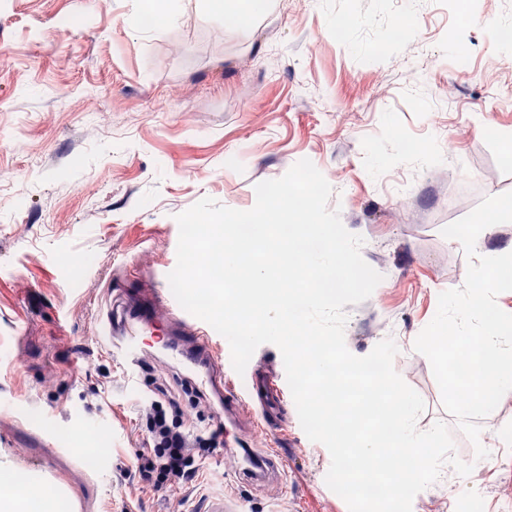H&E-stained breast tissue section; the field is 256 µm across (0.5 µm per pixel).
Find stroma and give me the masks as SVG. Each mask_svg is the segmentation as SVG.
I'll list each match as a JSON object with an SVG mask.
<instances>
[{
	"label": "stroma",
	"mask_w": 512,
	"mask_h": 512,
	"mask_svg": "<svg viewBox=\"0 0 512 512\" xmlns=\"http://www.w3.org/2000/svg\"><path fill=\"white\" fill-rule=\"evenodd\" d=\"M147 7L0 0V406L20 421L7 440L27 466L53 460L92 512H191L207 495L233 512H348L293 407L287 427L252 441L277 448L283 478L245 483L230 453L193 484L138 490L127 471L147 440L140 402L152 382L177 393L181 380L148 352L152 373L130 389L101 341L114 285L138 294L175 268L178 213L205 197L251 209L256 184L307 159L382 276L345 307L347 348L363 357L392 339L396 372L425 404L418 430L444 423L454 455L474 456L414 341L440 293L465 281L468 259L443 228L512 191V47L495 38L512 0H454L446 14L437 0H277L232 22L183 0L150 27ZM396 25L404 39L387 42ZM462 497L512 512V446L464 482L446 470L412 512H457Z\"/></svg>",
	"instance_id": "1"
}]
</instances>
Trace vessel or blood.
Listing matches in <instances>:
<instances>
[{
    "label": "vessel or blood",
    "instance_id": "b4317fda",
    "mask_svg": "<svg viewBox=\"0 0 512 512\" xmlns=\"http://www.w3.org/2000/svg\"><path fill=\"white\" fill-rule=\"evenodd\" d=\"M113 347L109 354L126 367L137 364L146 348H153L162 364L178 368L187 382L207 396L216 421L238 424L242 412L258 409L263 425L282 424L288 403L284 377L257 368L237 374L230 353L219 350L209 327L178 309L171 291L158 293L150 302L118 299L108 312ZM283 460L275 453L254 457L245 477L259 484L280 476ZM26 484L46 503L71 496L72 488L51 463L25 471Z\"/></svg>",
    "mask_w": 512,
    "mask_h": 512
}]
</instances>
